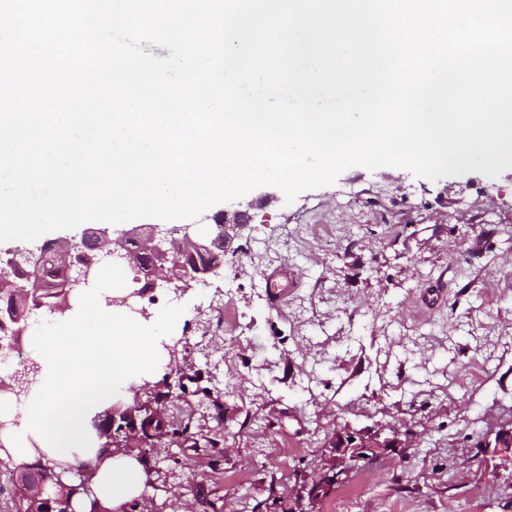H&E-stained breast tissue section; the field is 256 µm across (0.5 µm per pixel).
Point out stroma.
Listing matches in <instances>:
<instances>
[{
	"instance_id": "1",
	"label": "stroma",
	"mask_w": 512,
	"mask_h": 512,
	"mask_svg": "<svg viewBox=\"0 0 512 512\" xmlns=\"http://www.w3.org/2000/svg\"><path fill=\"white\" fill-rule=\"evenodd\" d=\"M235 209L247 223L173 331L200 389L170 413L219 445L143 456L166 481L125 512L149 497L159 512H287L336 431L380 426L405 448L317 512H512V466L481 446L512 421V168L431 181L353 166L289 206L261 186L210 211Z\"/></svg>"
}]
</instances>
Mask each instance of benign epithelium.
<instances>
[{"mask_svg": "<svg viewBox=\"0 0 512 512\" xmlns=\"http://www.w3.org/2000/svg\"><path fill=\"white\" fill-rule=\"evenodd\" d=\"M245 221L214 217V224L199 232L193 224H148L132 229L89 228L80 238H61L52 254L43 246H16L0 250V295L14 297L34 287L44 266L59 265L64 272L63 286L72 295L81 288H93L102 269L119 270L138 260V253L152 256L154 267L149 288L173 286L177 296L189 283L219 273L220 265L200 262L197 254L225 247ZM37 367H26L11 377L5 391L20 397L28 393L30 374ZM483 446L505 461L512 462V423L483 438ZM403 447L400 433L383 428L343 431L328 443L329 467L316 473L311 482L295 491V512H314L303 508V501L314 503L345 482L359 463L377 458L391 448ZM79 475L70 462H59L44 454L32 463L13 471V480L23 500L33 504L30 512H74L54 492L55 480L63 475Z\"/></svg>", "mask_w": 512, "mask_h": 512, "instance_id": "1", "label": "benign epithelium"}]
</instances>
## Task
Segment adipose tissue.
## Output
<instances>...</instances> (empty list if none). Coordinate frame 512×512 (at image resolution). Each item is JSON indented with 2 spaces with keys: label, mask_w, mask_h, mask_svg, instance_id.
I'll return each mask as SVG.
<instances>
[{
  "label": "adipose tissue",
  "mask_w": 512,
  "mask_h": 512,
  "mask_svg": "<svg viewBox=\"0 0 512 512\" xmlns=\"http://www.w3.org/2000/svg\"><path fill=\"white\" fill-rule=\"evenodd\" d=\"M114 289L77 293L57 320L32 331L39 371L27 398L0 394V460L21 465L36 452L56 458L97 455L90 421L115 394L132 397L162 368V341L182 321L170 308L150 319H133L113 304ZM148 480L136 458L118 453L106 458L92 489L112 512L138 497Z\"/></svg>",
  "instance_id": "1"
}]
</instances>
